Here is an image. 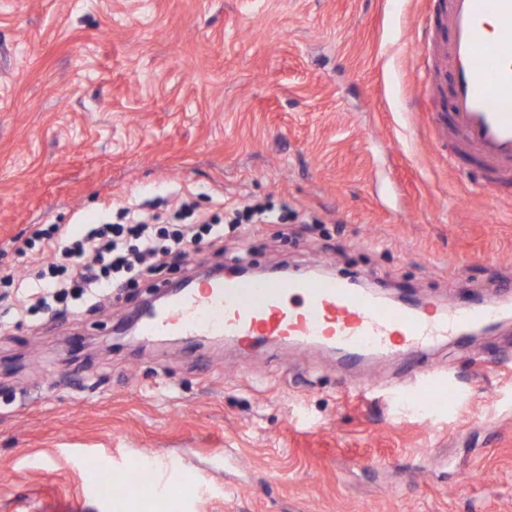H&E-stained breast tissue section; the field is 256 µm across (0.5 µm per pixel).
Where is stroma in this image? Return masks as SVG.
I'll list each match as a JSON object with an SVG mask.
<instances>
[{"label": "stroma", "mask_w": 512, "mask_h": 512, "mask_svg": "<svg viewBox=\"0 0 512 512\" xmlns=\"http://www.w3.org/2000/svg\"><path fill=\"white\" fill-rule=\"evenodd\" d=\"M439 0H0V267L44 224L113 201L256 202L328 233L253 224L198 264L319 266L424 304L512 300V185L451 155L415 34L440 59ZM140 282L98 313L14 326L0 304V512H512V323L429 354L344 365L324 348L175 336L112 346ZM436 396V404L422 405ZM175 459L193 496L90 465Z\"/></svg>", "instance_id": "35a3bbf8"}]
</instances>
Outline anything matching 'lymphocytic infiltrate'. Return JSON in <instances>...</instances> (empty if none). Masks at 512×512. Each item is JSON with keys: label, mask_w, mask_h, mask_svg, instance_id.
<instances>
[{"label": "lymphocytic infiltrate", "mask_w": 512, "mask_h": 512, "mask_svg": "<svg viewBox=\"0 0 512 512\" xmlns=\"http://www.w3.org/2000/svg\"><path fill=\"white\" fill-rule=\"evenodd\" d=\"M117 224H52L19 242V254L37 249L45 267L37 285L12 268L0 269V286L10 289L19 318L36 310L63 317L75 309H97L110 292L161 274L167 266L203 251L223 252L224 236L242 225L283 222V215L256 205L227 209L224 221L200 217L166 229L143 213L139 203L118 208Z\"/></svg>", "instance_id": "obj_1"}]
</instances>
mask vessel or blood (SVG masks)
I'll list each match as a JSON object with an SVG mask.
<instances>
[{
	"label": "vessel or blood",
	"instance_id": "obj_1",
	"mask_svg": "<svg viewBox=\"0 0 512 512\" xmlns=\"http://www.w3.org/2000/svg\"><path fill=\"white\" fill-rule=\"evenodd\" d=\"M450 32L441 63L417 55L422 86L451 78L450 123L463 144L502 180L512 179V0H448ZM501 312L464 305L452 317L436 307L389 306L338 280L275 278L193 284L145 317V336H224L241 347L256 340L308 349L330 347L347 358L369 353L424 354L436 341L464 342ZM162 465L131 459L122 472L103 471L98 492L111 498L121 479L146 471L159 480Z\"/></svg>",
	"mask_w": 512,
	"mask_h": 512
}]
</instances>
